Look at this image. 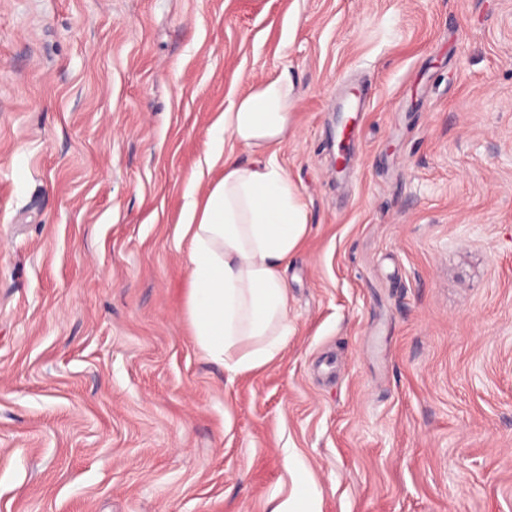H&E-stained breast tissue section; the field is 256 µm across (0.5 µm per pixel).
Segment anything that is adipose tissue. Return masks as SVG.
Here are the masks:
<instances>
[{
	"instance_id": "ef3b65f1",
	"label": "adipose tissue",
	"mask_w": 512,
	"mask_h": 512,
	"mask_svg": "<svg viewBox=\"0 0 512 512\" xmlns=\"http://www.w3.org/2000/svg\"><path fill=\"white\" fill-rule=\"evenodd\" d=\"M284 79L257 83L225 110L206 166L224 176L204 199L188 197L180 235L189 241L187 315L199 348L232 374L277 359L288 322L286 263L310 230L308 211L274 146L288 136L293 114ZM246 148L243 163L226 142Z\"/></svg>"
}]
</instances>
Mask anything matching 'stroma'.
Listing matches in <instances>:
<instances>
[{"instance_id":"35a3bbf8","label":"stroma","mask_w":512,"mask_h":512,"mask_svg":"<svg viewBox=\"0 0 512 512\" xmlns=\"http://www.w3.org/2000/svg\"><path fill=\"white\" fill-rule=\"evenodd\" d=\"M276 77L310 232L287 346L234 375L179 226L212 126ZM297 492L512 512V0H0V512Z\"/></svg>"}]
</instances>
